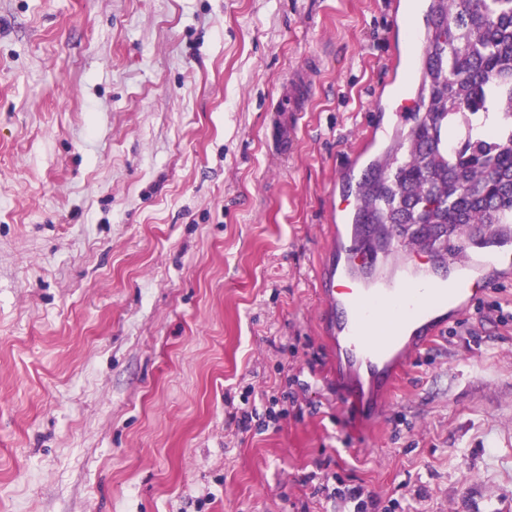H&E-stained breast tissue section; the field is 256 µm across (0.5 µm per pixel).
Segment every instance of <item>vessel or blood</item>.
I'll list each match as a JSON object with an SVG mask.
<instances>
[{"label":"vessel or blood","mask_w":512,"mask_h":512,"mask_svg":"<svg viewBox=\"0 0 512 512\" xmlns=\"http://www.w3.org/2000/svg\"><path fill=\"white\" fill-rule=\"evenodd\" d=\"M313 65L293 72L279 101L275 135L277 152L291 150L296 122L311 90ZM341 263L319 280L322 320L333 333L336 369L348 403L360 413L391 391L400 368L447 326V310H462L484 292L482 267L512 269V227L502 226L476 244L464 240L454 269L420 248L390 247L388 252L361 236L339 241ZM385 318L380 338L362 334L365 321Z\"/></svg>","instance_id":"obj_1"}]
</instances>
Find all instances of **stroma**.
I'll return each instance as SVG.
<instances>
[{"instance_id": "stroma-1", "label": "stroma", "mask_w": 512, "mask_h": 512, "mask_svg": "<svg viewBox=\"0 0 512 512\" xmlns=\"http://www.w3.org/2000/svg\"><path fill=\"white\" fill-rule=\"evenodd\" d=\"M426 9L0 0V512H353L326 481L365 512H512V273L375 419L314 288L408 127ZM310 58L282 160L269 108Z\"/></svg>"}]
</instances>
